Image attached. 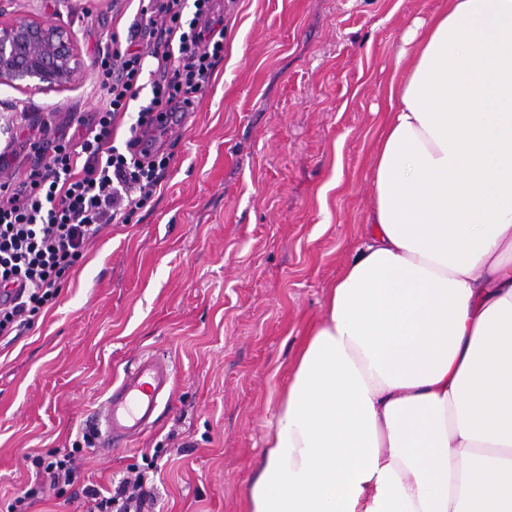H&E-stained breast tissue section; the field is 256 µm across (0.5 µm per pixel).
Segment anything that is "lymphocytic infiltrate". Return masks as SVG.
Returning <instances> with one entry per match:
<instances>
[{
    "mask_svg": "<svg viewBox=\"0 0 512 512\" xmlns=\"http://www.w3.org/2000/svg\"><path fill=\"white\" fill-rule=\"evenodd\" d=\"M212 0H140L127 36L110 34L99 58L105 93L78 134L54 136L50 151L20 181L0 182V335L29 326L52 302L89 241L109 224L128 223L160 187L169 158L144 145L176 112L192 108L224 56V22ZM151 78L123 146L112 136ZM143 475L124 477L110 496L87 487L88 512H134Z\"/></svg>",
    "mask_w": 512,
    "mask_h": 512,
    "instance_id": "1",
    "label": "lymphocytic infiltrate"
}]
</instances>
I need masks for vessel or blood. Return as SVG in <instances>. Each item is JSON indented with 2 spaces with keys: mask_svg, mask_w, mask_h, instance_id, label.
Wrapping results in <instances>:
<instances>
[{
  "mask_svg": "<svg viewBox=\"0 0 512 512\" xmlns=\"http://www.w3.org/2000/svg\"><path fill=\"white\" fill-rule=\"evenodd\" d=\"M171 369L165 358L146 354L112 385L102 412L91 422L93 445L109 447L133 440L159 418Z\"/></svg>",
  "mask_w": 512,
  "mask_h": 512,
  "instance_id": "1",
  "label": "vessel or blood"
}]
</instances>
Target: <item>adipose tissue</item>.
Instances as JSON below:
<instances>
[{
  "label": "adipose tissue",
  "instance_id": "ef3b65f1",
  "mask_svg": "<svg viewBox=\"0 0 512 512\" xmlns=\"http://www.w3.org/2000/svg\"><path fill=\"white\" fill-rule=\"evenodd\" d=\"M403 43L367 239L247 512H512V0H443Z\"/></svg>",
  "mask_w": 512,
  "mask_h": 512
}]
</instances>
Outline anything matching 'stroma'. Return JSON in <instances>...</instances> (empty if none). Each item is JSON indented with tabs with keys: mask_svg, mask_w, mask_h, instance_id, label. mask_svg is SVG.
Returning <instances> with one entry per match:
<instances>
[{
	"mask_svg": "<svg viewBox=\"0 0 512 512\" xmlns=\"http://www.w3.org/2000/svg\"><path fill=\"white\" fill-rule=\"evenodd\" d=\"M441 0H214L224 57L193 111L156 139L162 188L106 225L30 328L0 336V512H85L83 490L143 473L140 512H246L268 424L309 326L364 241L371 164L401 37ZM135 0H0L67 31L74 81L0 83V179H23L46 130L102 96L95 61ZM164 353L169 402L136 439L87 437L113 382ZM76 450L73 483L44 462Z\"/></svg>",
	"mask_w": 512,
	"mask_h": 512,
	"instance_id": "35a3bbf8",
	"label": "stroma"
}]
</instances>
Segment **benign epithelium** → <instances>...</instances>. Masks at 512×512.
<instances>
[{
    "mask_svg": "<svg viewBox=\"0 0 512 512\" xmlns=\"http://www.w3.org/2000/svg\"><path fill=\"white\" fill-rule=\"evenodd\" d=\"M76 72L75 45L63 29L45 22L0 23V83L69 84Z\"/></svg>",
    "mask_w": 512,
    "mask_h": 512,
    "instance_id": "benign-epithelium-1",
    "label": "benign epithelium"
}]
</instances>
